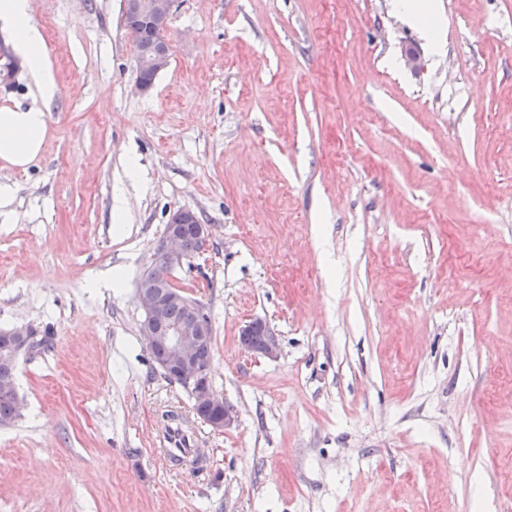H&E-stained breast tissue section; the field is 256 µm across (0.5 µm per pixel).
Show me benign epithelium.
Instances as JSON below:
<instances>
[{
  "label": "benign epithelium",
  "mask_w": 512,
  "mask_h": 512,
  "mask_svg": "<svg viewBox=\"0 0 512 512\" xmlns=\"http://www.w3.org/2000/svg\"><path fill=\"white\" fill-rule=\"evenodd\" d=\"M124 5L130 10L145 9L159 28L162 40H167L173 0H124ZM169 63V54L162 46L144 50L136 57L138 71L156 75L166 69ZM157 251L169 269L181 268L189 259L182 236L173 227L165 231ZM137 301L143 314L141 336L148 347L160 345L164 349V357L160 361L163 371L192 391L196 405L224 407V411L215 412L204 419L207 425L216 431L231 426L234 421L233 408L223 404L221 397L209 385V362L203 357V349L212 336L211 326L193 314L178 324L166 323V308L184 301L183 295L175 289L165 294L141 289L137 291Z\"/></svg>",
  "instance_id": "7a95c632"
}]
</instances>
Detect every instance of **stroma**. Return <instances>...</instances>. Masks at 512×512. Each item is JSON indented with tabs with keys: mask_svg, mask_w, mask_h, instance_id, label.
Instances as JSON below:
<instances>
[{
	"mask_svg": "<svg viewBox=\"0 0 512 512\" xmlns=\"http://www.w3.org/2000/svg\"><path fill=\"white\" fill-rule=\"evenodd\" d=\"M434 2L439 51L394 0H175L142 92L123 0H31L58 93L0 91L47 114L0 160V331L51 345L19 359L0 512H512V0ZM180 207L211 227L169 279L222 431L139 330ZM170 410L204 470L154 446ZM259 325L267 326L266 323H264L263 321L255 320V321L249 323L243 329V331L241 333V341H240L242 348L245 351L257 353V354H260V355L268 357V358L277 357L278 344L273 336H270L269 340H267V342L265 344H263L259 350H251L249 348L248 336H249V340H250L251 344L255 347L260 346L264 342V340L267 336L265 331L262 328L255 329ZM252 331H253V333H252Z\"/></svg>",
	"mask_w": 512,
	"mask_h": 512,
	"instance_id": "obj_1",
	"label": "stroma"
}]
</instances>
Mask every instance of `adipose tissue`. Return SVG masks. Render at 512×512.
Listing matches in <instances>:
<instances>
[{
  "label": "adipose tissue",
  "instance_id": "adipose-tissue-1",
  "mask_svg": "<svg viewBox=\"0 0 512 512\" xmlns=\"http://www.w3.org/2000/svg\"><path fill=\"white\" fill-rule=\"evenodd\" d=\"M0 30L12 36L42 97L51 98L56 84L42 33L31 18L30 0H0ZM46 125L47 115L39 107L1 111L0 160L17 168L29 165L42 151Z\"/></svg>",
  "mask_w": 512,
  "mask_h": 512
}]
</instances>
